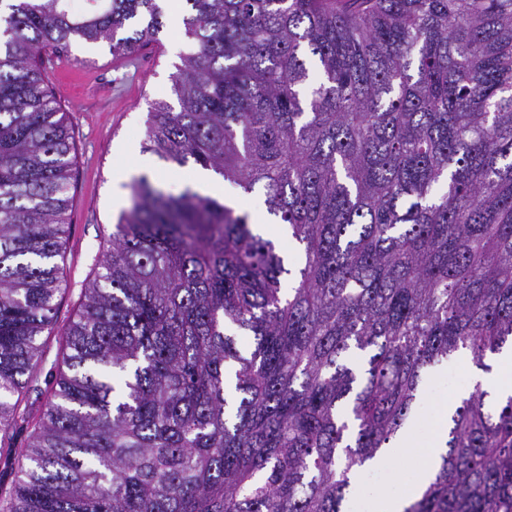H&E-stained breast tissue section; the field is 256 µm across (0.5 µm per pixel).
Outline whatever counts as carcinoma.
Masks as SVG:
<instances>
[{
  "label": "carcinoma",
  "instance_id": "1",
  "mask_svg": "<svg viewBox=\"0 0 512 512\" xmlns=\"http://www.w3.org/2000/svg\"><path fill=\"white\" fill-rule=\"evenodd\" d=\"M0 0V435L63 289L74 152L44 56L158 41V0ZM144 149L288 225L130 185L0 512H345L427 372L512 346V0H185ZM462 400L405 512H512V396ZM194 184L195 187L201 192L211 196L223 198L225 190L226 194L230 192L238 193L235 187L227 182H224L221 177L205 170H199L195 174Z\"/></svg>",
  "mask_w": 512,
  "mask_h": 512
}]
</instances>
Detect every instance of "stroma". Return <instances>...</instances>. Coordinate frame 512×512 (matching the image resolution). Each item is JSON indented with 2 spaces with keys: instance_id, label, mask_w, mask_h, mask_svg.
Returning <instances> with one entry per match:
<instances>
[{
  "instance_id": "stroma-1",
  "label": "stroma",
  "mask_w": 512,
  "mask_h": 512,
  "mask_svg": "<svg viewBox=\"0 0 512 512\" xmlns=\"http://www.w3.org/2000/svg\"><path fill=\"white\" fill-rule=\"evenodd\" d=\"M158 38V43L118 61L113 59L108 42H70L58 60L61 76L46 77L50 93L67 114L75 146L64 253L57 259L65 289L57 299L55 333L41 339L37 377L19 396V409L28 421L13 430L8 452L0 454L1 493H8L14 482L10 449L26 446L45 409L63 357L58 334L75 319L82 291L99 271L117 218L129 206L125 198L113 203V175L137 166L143 158L150 102L175 100L172 75L190 44L167 15L162 18ZM468 367L464 355L457 354L430 371L423 388L425 405L413 416L414 428L422 440L433 435L437 403L468 386ZM421 463V458L401 456L383 468L362 470L358 492L352 498L354 512H365L370 492L410 482Z\"/></svg>"
}]
</instances>
